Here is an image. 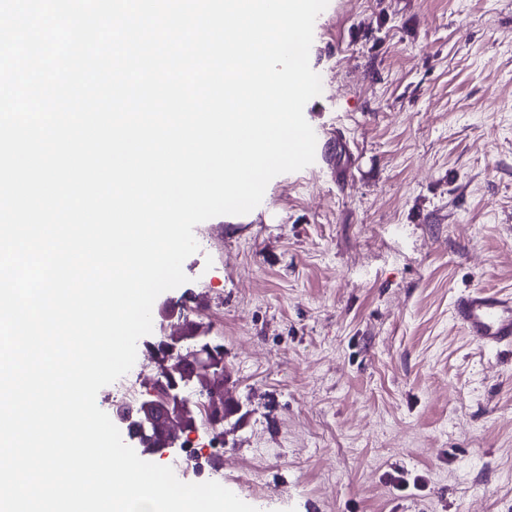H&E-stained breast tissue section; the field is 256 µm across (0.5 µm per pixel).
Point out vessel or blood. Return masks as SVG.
Segmentation results:
<instances>
[{"mask_svg": "<svg viewBox=\"0 0 512 512\" xmlns=\"http://www.w3.org/2000/svg\"><path fill=\"white\" fill-rule=\"evenodd\" d=\"M453 314L466 334L482 346L512 347V293L475 288L460 294Z\"/></svg>", "mask_w": 512, "mask_h": 512, "instance_id": "vessel-or-blood-1", "label": "vessel or blood"}]
</instances>
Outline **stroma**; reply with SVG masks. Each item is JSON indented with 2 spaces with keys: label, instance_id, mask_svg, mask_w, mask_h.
<instances>
[{
  "label": "stroma",
  "instance_id": "stroma-1",
  "mask_svg": "<svg viewBox=\"0 0 512 512\" xmlns=\"http://www.w3.org/2000/svg\"><path fill=\"white\" fill-rule=\"evenodd\" d=\"M309 60L345 149L195 226L162 294L247 413L198 461L257 512H512V348L452 312L512 292V0H329Z\"/></svg>",
  "mask_w": 512,
  "mask_h": 512
}]
</instances>
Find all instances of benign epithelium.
I'll use <instances>...</instances> for the list:
<instances>
[{
  "label": "benign epithelium",
  "mask_w": 512,
  "mask_h": 512,
  "mask_svg": "<svg viewBox=\"0 0 512 512\" xmlns=\"http://www.w3.org/2000/svg\"><path fill=\"white\" fill-rule=\"evenodd\" d=\"M158 314L162 323L169 329L165 338L166 359L170 360L182 354L186 344H197L191 352L193 366L224 380V402L231 404L233 410L232 415L224 416V422L231 421V417L242 412V404L227 387L230 377L214 345L208 341L198 343L199 336L183 327L184 314L178 304L165 301L161 304ZM185 387L184 383L158 374L147 384L144 397L133 407L117 409L113 420L122 427L134 430L136 435L145 439L168 431L171 437L169 447L185 446L190 440V435L182 429L179 415L191 411L192 407L191 401L183 394Z\"/></svg>",
  "instance_id": "7a95c632"
}]
</instances>
